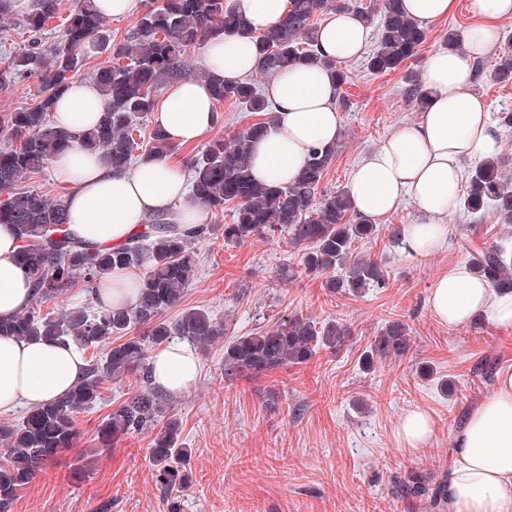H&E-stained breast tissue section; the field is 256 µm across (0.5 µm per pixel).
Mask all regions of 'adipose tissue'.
I'll use <instances>...</instances> for the list:
<instances>
[{
	"mask_svg": "<svg viewBox=\"0 0 512 512\" xmlns=\"http://www.w3.org/2000/svg\"><path fill=\"white\" fill-rule=\"evenodd\" d=\"M474 24L457 50L432 52L423 65L428 92L417 120L397 127L382 145L356 165L348 185L352 205L379 224L404 202L416 216L402 225L406 251L428 256L448 242V215L458 206L464 162L495 157L502 135L482 96L474 91L475 67L492 48L502 21L512 18V0H472ZM372 38L370 27L347 13L329 14L319 29L321 54L339 61L358 58ZM207 69L230 81L249 77L255 67L253 41L219 35L205 46ZM274 105L266 135L251 147V173L260 182L286 185L309 154L341 135L337 90L326 71L302 65L281 73L264 88ZM104 101L93 83L69 84L56 102L60 127L79 135L93 127ZM156 118L172 143H199L219 115L206 83L182 79L170 84ZM58 180L72 187L65 199L69 229L96 249L119 248L144 228L146 217L175 211L179 223L203 221L189 196L183 165L167 158L140 161L115 171L80 147L52 159ZM13 225L0 224V318L30 306L31 279L20 264ZM138 270L122 268L97 294L99 305L129 306L137 298ZM434 318L454 328L476 324L512 331V289L493 287L467 264L441 274L430 290ZM152 382L169 395L189 389L199 376L194 350L181 343L158 348L149 359ZM85 356L75 344L0 336V415L35 408L69 391L86 375ZM446 512H512V368L502 370L493 394L475 404L448 448Z\"/></svg>",
	"mask_w": 512,
	"mask_h": 512,
	"instance_id": "1",
	"label": "adipose tissue"
}]
</instances>
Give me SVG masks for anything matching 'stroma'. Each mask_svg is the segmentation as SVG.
I'll return each mask as SVG.
<instances>
[{"mask_svg":"<svg viewBox=\"0 0 512 512\" xmlns=\"http://www.w3.org/2000/svg\"><path fill=\"white\" fill-rule=\"evenodd\" d=\"M472 20L471 0H457L456 11L427 28L417 56L396 71L377 75L364 59L346 62L351 82L341 90L343 133L322 183L326 191L346 188L365 155L393 129L417 120L404 93L407 73L421 71L448 30ZM511 41L512 21H506L477 67L474 88L494 117L512 111V83L490 77ZM414 217L413 205L404 203L373 237L354 245L355 256L376 259L387 279L386 287L358 294L330 291L324 277L305 272L300 248L284 234L228 244L217 230L197 243L195 276L181 307L165 312L168 321L182 309L202 308L233 337L298 314L345 324L351 337L339 349L320 348L308 363L231 384L224 381L223 343L199 351L198 380L165 402L180 421L179 442L189 450L192 472L179 512H428L424 501L393 493V481L413 474L445 478L451 437L466 411L494 390L483 366L512 367V333L442 325L427 298L450 265L492 243L512 246V232L492 216L458 210L448 217L446 248L420 257L394 238ZM288 268L289 280L282 276ZM391 320L409 326L410 352L365 367L367 346ZM139 387L132 376L103 378L101 402L76 417L74 447L20 490L11 512H98L104 504L111 512H166L147 456L152 433L125 436L109 448L96 439L102 420ZM412 409L427 412L434 425L429 444L417 451L397 437L402 415Z\"/></svg>","mask_w":512,"mask_h":512,"instance_id":"obj_1","label":"stroma"}]
</instances>
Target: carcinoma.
I'll use <instances>...</instances> for the list:
<instances>
[{
  "mask_svg": "<svg viewBox=\"0 0 512 512\" xmlns=\"http://www.w3.org/2000/svg\"><path fill=\"white\" fill-rule=\"evenodd\" d=\"M400 0H381L379 10L364 11L350 0H291L287 14L264 32L252 31L238 14L234 0H158L123 39L114 42L105 30L106 20L94 0H76L68 16L64 43L48 50L42 43L46 23L60 0H40L26 15L23 26L30 34L28 48L10 57L0 69V89L25 75L41 78L42 97L37 105L8 113L0 120V132L11 144L0 149V224H12L21 243L19 259L30 275L34 304L7 320H0V335L70 341L80 349L107 346L104 358L89 365L86 378L66 395L31 409L22 423L0 424L5 462L0 463V512H10L18 492L28 485L46 463L72 447L78 437L77 414L100 400L101 379L121 381L134 376L142 383L139 392L126 398L104 419L97 431L107 447L129 434L156 430L149 460L155 482L169 495L191 486L187 469L188 449L177 446L180 424L166 417L162 398L149 375V347L174 340L197 349L221 339L224 325L204 309H185L173 323L164 313L179 305L195 272L193 246L216 231L214 225L187 227L172 214H157L144 225L137 239L116 250H91L76 241L68 227L64 200L34 191H16L28 174L46 167L56 155L73 144L101 154L115 170L129 169L139 150L134 138L140 120L155 110L166 82L181 73L186 55L221 33L248 35L256 44L255 73L272 79L306 61L321 64L338 87L350 82L337 61L318 51V30L313 17L351 12L364 22H377L378 46L367 57L366 68L386 74L415 58L425 31L399 6ZM109 54L112 61L99 67L93 83L106 107L98 123L79 136L50 123L54 101L72 74L92 54ZM201 78L210 85L214 102L230 99L247 112L267 119L255 122L231 138L213 139L191 160V196L208 210L232 206V223L224 225V241L240 243L251 237L284 232L294 246L302 247L301 264L308 273L327 276L334 291L359 293L383 288L386 278L374 259L350 261L352 245L371 237L376 227L355 213L343 190H321L325 174L336 157L333 144L311 153L298 177L284 186L256 181L250 171L251 138L266 131L271 103L251 79L228 83L211 72ZM500 83L512 82V49L503 53L494 69ZM148 154L163 156L171 142L162 130L150 133ZM459 206L476 216L492 212L503 224H512V180L503 161L489 159L473 168ZM499 248L489 246L471 258L472 266L495 288H512V270L498 262ZM145 269L137 304L132 308L89 306L72 308L59 317H42L41 304L55 300L81 281L89 297L119 267ZM345 270L336 278V270ZM140 327L137 336L129 332ZM349 336L345 325L322 327L308 317L294 315L270 328L237 336L224 344V381L260 377L284 366L303 364L317 346L335 348ZM117 342H112V339ZM409 327L391 321L374 337L365 362L401 357L410 349ZM400 492L409 497L429 494V477L399 481Z\"/></svg>",
  "mask_w": 512,
  "mask_h": 512,
  "instance_id": "1",
  "label": "carcinoma"
}]
</instances>
